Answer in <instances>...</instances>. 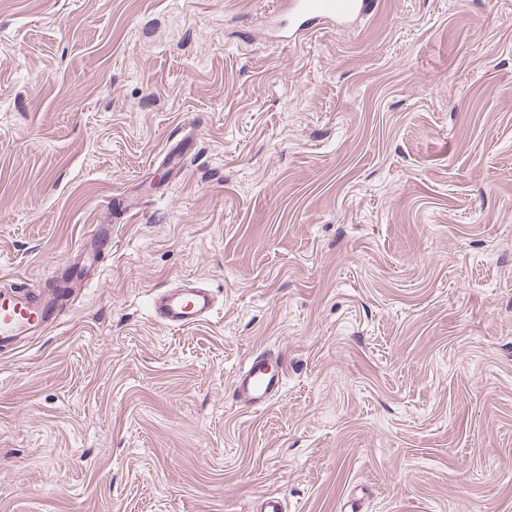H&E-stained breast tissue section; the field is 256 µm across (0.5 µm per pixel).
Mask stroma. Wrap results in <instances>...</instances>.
Here are the masks:
<instances>
[{
  "label": "stroma",
  "instance_id": "1",
  "mask_svg": "<svg viewBox=\"0 0 512 512\" xmlns=\"http://www.w3.org/2000/svg\"><path fill=\"white\" fill-rule=\"evenodd\" d=\"M283 2L0 0V288L112 227L0 350V512H512V0ZM368 0H291L292 18L297 25L293 34L308 26L332 24L348 30L364 10ZM152 309L160 324L172 329H185L206 322L214 311V304L207 288L184 282L155 295ZM285 376L279 356L256 355L239 370L233 384V396L244 408L263 407L278 395Z\"/></svg>",
  "mask_w": 512,
  "mask_h": 512
}]
</instances>
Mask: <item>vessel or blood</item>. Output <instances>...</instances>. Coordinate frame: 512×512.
<instances>
[{
	"mask_svg": "<svg viewBox=\"0 0 512 512\" xmlns=\"http://www.w3.org/2000/svg\"><path fill=\"white\" fill-rule=\"evenodd\" d=\"M367 0H290L292 18L298 30L331 24L348 30L363 11ZM93 244H79L72 256L51 270L42 290H11L0 293V349L15 347L24 337L43 332L56 315L61 297L70 283L92 280L97 267ZM157 322L172 329H185L206 322L214 311L213 297L206 288L192 282L165 290L152 300ZM283 362L271 354L252 357L239 370L233 395L244 408L265 406L280 392L285 381Z\"/></svg>",
	"mask_w": 512,
	"mask_h": 512,
	"instance_id": "b4317fda",
	"label": "vessel or blood"
}]
</instances>
